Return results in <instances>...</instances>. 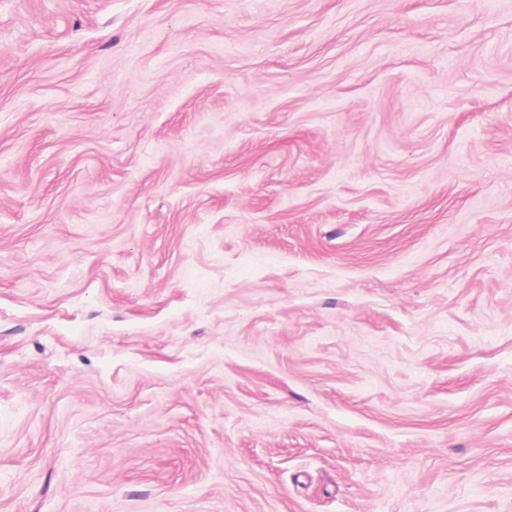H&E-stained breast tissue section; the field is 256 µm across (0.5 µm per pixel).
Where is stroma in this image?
Returning a JSON list of instances; mask_svg holds the SVG:
<instances>
[{
  "mask_svg": "<svg viewBox=\"0 0 512 512\" xmlns=\"http://www.w3.org/2000/svg\"><path fill=\"white\" fill-rule=\"evenodd\" d=\"M0 512H512V0H0Z\"/></svg>",
  "mask_w": 512,
  "mask_h": 512,
  "instance_id": "1",
  "label": "stroma"
}]
</instances>
